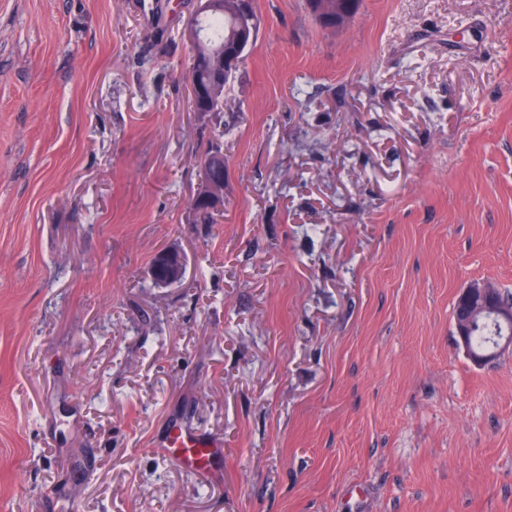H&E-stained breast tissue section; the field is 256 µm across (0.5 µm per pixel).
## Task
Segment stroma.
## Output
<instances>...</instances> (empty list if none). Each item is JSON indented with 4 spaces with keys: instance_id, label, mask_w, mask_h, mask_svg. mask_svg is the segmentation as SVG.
I'll return each mask as SVG.
<instances>
[{
    "instance_id": "obj_1",
    "label": "stroma",
    "mask_w": 512,
    "mask_h": 512,
    "mask_svg": "<svg viewBox=\"0 0 512 512\" xmlns=\"http://www.w3.org/2000/svg\"><path fill=\"white\" fill-rule=\"evenodd\" d=\"M195 8L0 0V512H512V348L453 319L512 295V0H256L214 113ZM222 77L220 83V94L223 100L226 99L228 91L230 90L231 84L234 82L235 74L220 75ZM192 83V96H193V108L195 112H215L212 109V104L220 103L223 104V100L219 98L217 88L212 83L208 72H198L194 76L190 77ZM226 101H228L226 99ZM205 190V195L199 200H194L189 207V217L195 224L197 220L195 207L198 203L204 204L211 211H223L224 209V184L207 185ZM184 273V258L175 249H167L161 254L160 268L154 275L159 285H169L178 282ZM497 294V288L492 284L475 281L463 290L457 301L454 316L456 336L467 356L478 366L488 363L496 352L474 350L471 345V335L473 345L478 349L494 347L502 336H512V325H507L512 322V305L501 303ZM483 319L485 320L474 329L475 325ZM164 448L171 459L183 464L189 471L201 469L200 464L216 453L212 444L180 428L171 431Z\"/></svg>"
}]
</instances>
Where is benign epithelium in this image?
Returning <instances> with one entry per match:
<instances>
[{
  "label": "benign epithelium",
  "mask_w": 512,
  "mask_h": 512,
  "mask_svg": "<svg viewBox=\"0 0 512 512\" xmlns=\"http://www.w3.org/2000/svg\"><path fill=\"white\" fill-rule=\"evenodd\" d=\"M224 11V0H197V8L189 19L183 31L184 37L190 43L194 53L209 56L219 68L236 69L240 58L238 53L230 52L223 48L219 50L207 46L203 38L200 26L201 20L215 12ZM255 37V25L253 17L245 13L238 18V27L235 36V47L252 41ZM192 83L193 108L196 112L212 111V104L223 103L219 98L217 88L211 82L209 74L198 72L190 77ZM204 204L211 211L224 209V184L216 183L206 186L205 195L192 202L189 207V217L197 220L195 207ZM184 273V258L175 249H168L161 254L160 268L154 275V280L159 285H169L178 282ZM498 291L492 284L485 281H475L467 286L460 295L454 316L455 332L470 360L482 366L488 363L496 355L494 351L480 352L473 349L471 335L475 325L493 317L502 323L512 322V305L501 303L497 297Z\"/></svg>",
  "instance_id": "7a95c632"
}]
</instances>
